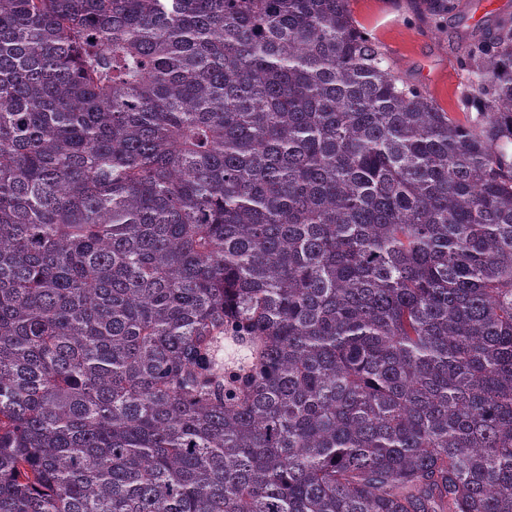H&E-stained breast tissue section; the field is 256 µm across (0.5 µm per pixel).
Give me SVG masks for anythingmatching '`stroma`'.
Instances as JSON below:
<instances>
[{"label":"stroma","instance_id":"obj_1","mask_svg":"<svg viewBox=\"0 0 512 512\" xmlns=\"http://www.w3.org/2000/svg\"><path fill=\"white\" fill-rule=\"evenodd\" d=\"M353 17L376 37L395 69L425 86L451 116L461 117L466 73L460 64L472 37L492 32L512 14V0H461L453 14L431 24L417 0H350Z\"/></svg>","mask_w":512,"mask_h":512}]
</instances>
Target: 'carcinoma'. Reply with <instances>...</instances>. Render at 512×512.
Here are the masks:
<instances>
[{"instance_id": "carcinoma-1", "label": "carcinoma", "mask_w": 512, "mask_h": 512, "mask_svg": "<svg viewBox=\"0 0 512 512\" xmlns=\"http://www.w3.org/2000/svg\"><path fill=\"white\" fill-rule=\"evenodd\" d=\"M349 2L0 0V512H512V15ZM416 0H351L353 17L376 37L395 69L425 86L451 116L462 119L460 93L466 73L460 64L472 37L486 35L512 14V0H461V7L431 24Z\"/></svg>"}]
</instances>
